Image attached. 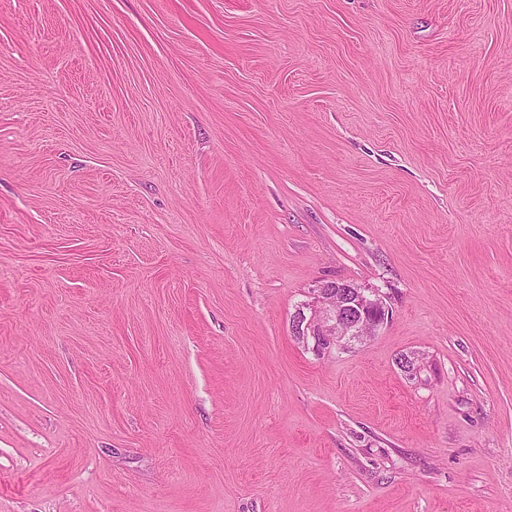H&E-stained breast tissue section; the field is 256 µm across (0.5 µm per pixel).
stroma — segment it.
<instances>
[{
  "mask_svg": "<svg viewBox=\"0 0 512 512\" xmlns=\"http://www.w3.org/2000/svg\"><path fill=\"white\" fill-rule=\"evenodd\" d=\"M0 512H512V0H0ZM311 294L312 300L301 307L291 328L293 335L303 343L308 345L312 339L313 349L343 347L348 342L360 341L375 334L385 319V311L388 317L389 311L379 294L370 298L353 283L320 282L312 288ZM304 309L309 310V316Z\"/></svg>",
  "mask_w": 512,
  "mask_h": 512,
  "instance_id": "stroma-1",
  "label": "stroma"
}]
</instances>
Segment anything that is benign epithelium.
I'll return each mask as SVG.
<instances>
[{
    "label": "benign epithelium",
    "mask_w": 512,
    "mask_h": 512,
    "mask_svg": "<svg viewBox=\"0 0 512 512\" xmlns=\"http://www.w3.org/2000/svg\"><path fill=\"white\" fill-rule=\"evenodd\" d=\"M312 300L292 320L293 335L315 349L343 347L375 334L385 319L386 306L380 295L370 298L356 284L325 281L316 284Z\"/></svg>",
    "instance_id": "1"
}]
</instances>
